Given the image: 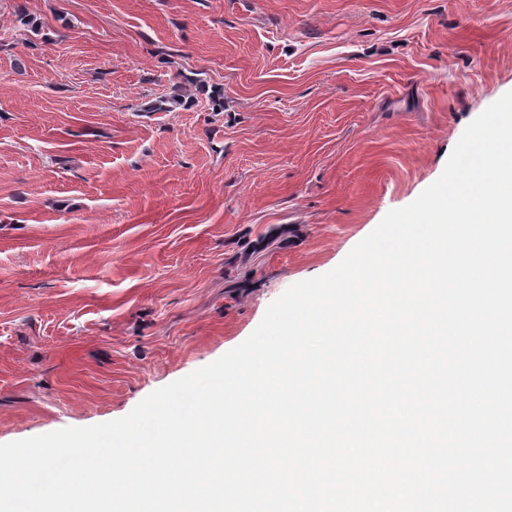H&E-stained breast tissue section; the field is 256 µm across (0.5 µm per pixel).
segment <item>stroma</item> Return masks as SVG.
Here are the masks:
<instances>
[{
  "label": "stroma",
  "mask_w": 512,
  "mask_h": 512,
  "mask_svg": "<svg viewBox=\"0 0 512 512\" xmlns=\"http://www.w3.org/2000/svg\"><path fill=\"white\" fill-rule=\"evenodd\" d=\"M512 91V0H0V444L220 358Z\"/></svg>",
  "instance_id": "stroma-1"
}]
</instances>
